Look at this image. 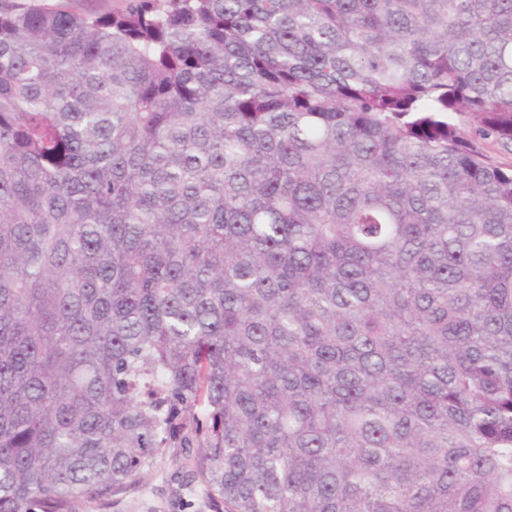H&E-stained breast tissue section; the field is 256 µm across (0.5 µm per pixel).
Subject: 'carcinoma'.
Masks as SVG:
<instances>
[{"instance_id": "carcinoma-1", "label": "carcinoma", "mask_w": 512, "mask_h": 512, "mask_svg": "<svg viewBox=\"0 0 512 512\" xmlns=\"http://www.w3.org/2000/svg\"><path fill=\"white\" fill-rule=\"evenodd\" d=\"M489 139L512 0H0V512H512ZM68 6L77 13H112L119 10L122 0H68ZM186 463L183 456L159 460L106 510L87 504L80 512H214L203 487L187 480Z\"/></svg>"}]
</instances>
